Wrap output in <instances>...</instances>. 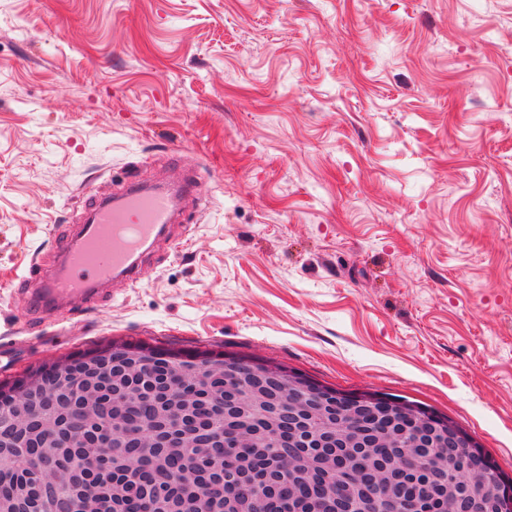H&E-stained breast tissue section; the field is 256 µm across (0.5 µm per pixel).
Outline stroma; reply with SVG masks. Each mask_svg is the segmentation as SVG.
Returning <instances> with one entry per match:
<instances>
[{
    "label": "stroma",
    "instance_id": "stroma-1",
    "mask_svg": "<svg viewBox=\"0 0 512 512\" xmlns=\"http://www.w3.org/2000/svg\"><path fill=\"white\" fill-rule=\"evenodd\" d=\"M184 147L208 204L140 282L25 323ZM113 341L406 397L512 477V0H0V381Z\"/></svg>",
    "mask_w": 512,
    "mask_h": 512
}]
</instances>
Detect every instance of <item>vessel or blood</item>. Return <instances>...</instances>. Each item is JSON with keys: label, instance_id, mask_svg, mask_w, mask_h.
<instances>
[{"label": "vessel or blood", "instance_id": "1", "mask_svg": "<svg viewBox=\"0 0 512 512\" xmlns=\"http://www.w3.org/2000/svg\"><path fill=\"white\" fill-rule=\"evenodd\" d=\"M174 169L175 177L165 185L133 178L94 202L85 222L75 225L58 263L25 277L27 314L44 320L74 301L93 307L106 285L138 283L145 256L165 237L183 202L201 195L195 166L181 157Z\"/></svg>", "mask_w": 512, "mask_h": 512}]
</instances>
